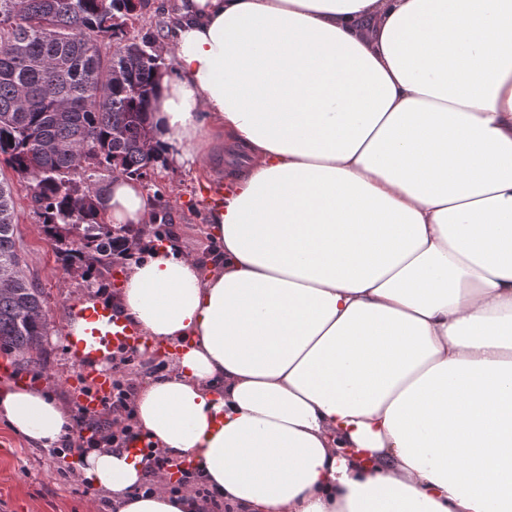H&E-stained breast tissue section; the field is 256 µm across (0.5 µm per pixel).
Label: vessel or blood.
Wrapping results in <instances>:
<instances>
[{"label":"vessel or blood","mask_w":512,"mask_h":512,"mask_svg":"<svg viewBox=\"0 0 512 512\" xmlns=\"http://www.w3.org/2000/svg\"><path fill=\"white\" fill-rule=\"evenodd\" d=\"M87 317L94 327L90 336L75 344L79 376L74 386V400L80 408L98 411L110 391L111 378L108 373L97 369V361L120 350L139 348L144 339L130 326L114 318L108 308L88 312Z\"/></svg>","instance_id":"1"}]
</instances>
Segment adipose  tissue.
<instances>
[{"mask_svg": "<svg viewBox=\"0 0 512 512\" xmlns=\"http://www.w3.org/2000/svg\"><path fill=\"white\" fill-rule=\"evenodd\" d=\"M154 143L186 168L248 159L206 210L203 267L166 242L118 295L89 291L65 343L109 307L175 349L137 429L198 463L235 512H512V0H173ZM110 224L155 221L113 179ZM38 448L75 425L0 385ZM146 464L94 448L80 472L116 512H201L143 493Z\"/></svg>", "mask_w": 512, "mask_h": 512, "instance_id": "1", "label": "adipose tissue"}]
</instances>
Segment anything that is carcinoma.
I'll use <instances>...</instances> for the list:
<instances>
[{
  "label": "carcinoma",
  "instance_id": "1",
  "mask_svg": "<svg viewBox=\"0 0 512 512\" xmlns=\"http://www.w3.org/2000/svg\"><path fill=\"white\" fill-rule=\"evenodd\" d=\"M144 0H0V163L28 184L57 258L87 286L123 261L133 234L105 221L118 176L161 163L149 112L157 38L127 36ZM11 179H0V350L44 368L42 291L16 243Z\"/></svg>",
  "mask_w": 512,
  "mask_h": 512
}]
</instances>
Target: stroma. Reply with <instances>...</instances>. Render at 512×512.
I'll use <instances>...</instances> for the list:
<instances>
[{"instance_id": "1", "label": "stroma", "mask_w": 512, "mask_h": 512, "mask_svg": "<svg viewBox=\"0 0 512 512\" xmlns=\"http://www.w3.org/2000/svg\"><path fill=\"white\" fill-rule=\"evenodd\" d=\"M237 163L232 156L200 159L190 169L168 167L156 170L144 186L160 211L166 212L164 239H175L183 252L206 262L220 251L205 233L206 184L225 181ZM15 189L17 237L26 273L43 290L50 322V337L44 343L45 370L23 364L15 354L0 350V382L11 379L43 387L65 405H72L68 381L77 374L62 340L65 323L86 284L81 276L55 260L43 225L30 200L26 183ZM48 450L34 447L0 421V512H114L112 507L84 497L65 483Z\"/></svg>"}]
</instances>
